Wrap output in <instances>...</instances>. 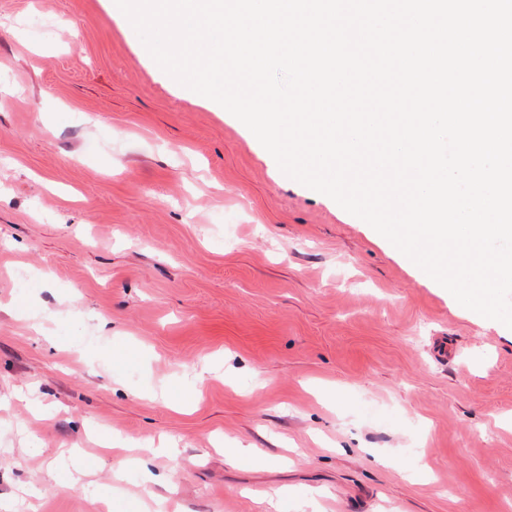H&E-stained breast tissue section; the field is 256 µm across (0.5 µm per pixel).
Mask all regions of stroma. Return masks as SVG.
Instances as JSON below:
<instances>
[{
    "instance_id": "obj_1",
    "label": "stroma",
    "mask_w": 512,
    "mask_h": 512,
    "mask_svg": "<svg viewBox=\"0 0 512 512\" xmlns=\"http://www.w3.org/2000/svg\"><path fill=\"white\" fill-rule=\"evenodd\" d=\"M140 44L0 0V512H512V338Z\"/></svg>"
}]
</instances>
